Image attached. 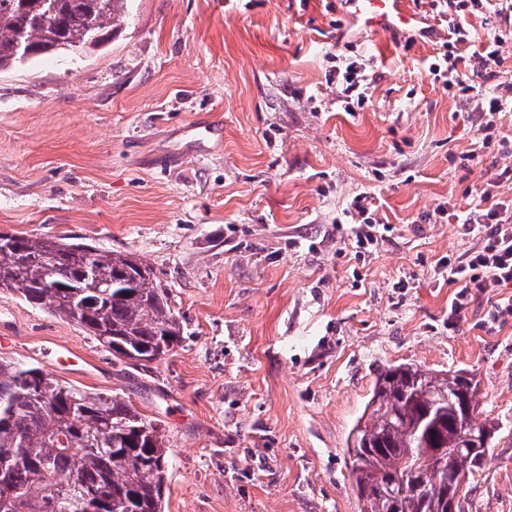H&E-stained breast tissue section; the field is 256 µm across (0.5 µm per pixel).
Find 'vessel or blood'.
<instances>
[{"label":"vessel or blood","instance_id":"b4317fda","mask_svg":"<svg viewBox=\"0 0 512 512\" xmlns=\"http://www.w3.org/2000/svg\"><path fill=\"white\" fill-rule=\"evenodd\" d=\"M346 15L356 30L403 38L435 37L440 33L413 8L411 0H344Z\"/></svg>","mask_w":512,"mask_h":512}]
</instances>
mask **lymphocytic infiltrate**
<instances>
[{
	"mask_svg": "<svg viewBox=\"0 0 512 512\" xmlns=\"http://www.w3.org/2000/svg\"><path fill=\"white\" fill-rule=\"evenodd\" d=\"M439 16L448 20V50L441 64L430 67L434 78L444 86L458 87L461 93H475L481 121L476 143L486 148L498 142L501 149L512 148V140L495 138L496 120L500 114L512 112V78L501 77L503 64L500 46L507 32L512 31V0H435ZM483 12L494 16L495 22L481 48L468 51L470 25L467 13ZM336 83L341 88L340 107L346 112L363 108L368 89L367 77L360 63L351 61L336 67ZM512 181V167L503 166L486 181L479 202L466 215H458L449 203L436 206L431 217L448 223L461 221L467 233L478 237L479 243L465 253L440 257L433 272L437 279L456 286L457 293L448 308V321L458 324L473 294H488L512 285V201L497 197L495 186ZM377 200L371 193L356 194L346 210L353 218L351 228L357 254L371 252L387 227L377 217Z\"/></svg>",
	"mask_w": 512,
	"mask_h": 512,
	"instance_id": "1",
	"label": "lymphocytic infiltrate"
}]
</instances>
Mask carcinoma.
<instances>
[{"label": "carcinoma", "mask_w": 512, "mask_h": 512, "mask_svg": "<svg viewBox=\"0 0 512 512\" xmlns=\"http://www.w3.org/2000/svg\"><path fill=\"white\" fill-rule=\"evenodd\" d=\"M129 0H0V71L46 54H82L117 32ZM0 292L77 324L133 370L183 338L167 288L131 251L63 238L17 237L0 250ZM412 362L377 370L347 454L360 512H464L492 442L426 458L465 416L477 381ZM161 421L107 392H88L34 364L0 356V512H164L170 449ZM400 477L404 490L391 495Z\"/></svg>", "instance_id": "carcinoma-1"}]
</instances>
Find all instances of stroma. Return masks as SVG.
Masks as SVG:
<instances>
[{"instance_id":"1","label":"stroma","mask_w":512,"mask_h":512,"mask_svg":"<svg viewBox=\"0 0 512 512\" xmlns=\"http://www.w3.org/2000/svg\"><path fill=\"white\" fill-rule=\"evenodd\" d=\"M345 21L343 0H134L102 47L0 71V230L135 252L184 324L134 371L0 295V355L161 420L166 512H359L350 433L376 368L408 361L473 371L497 433L465 512H512V313L477 295L449 327L433 268L477 239L423 220L473 207L512 156L478 149L473 103L433 80L439 42ZM340 60L369 76L353 115ZM363 191L390 230L361 260Z\"/></svg>"}]
</instances>
